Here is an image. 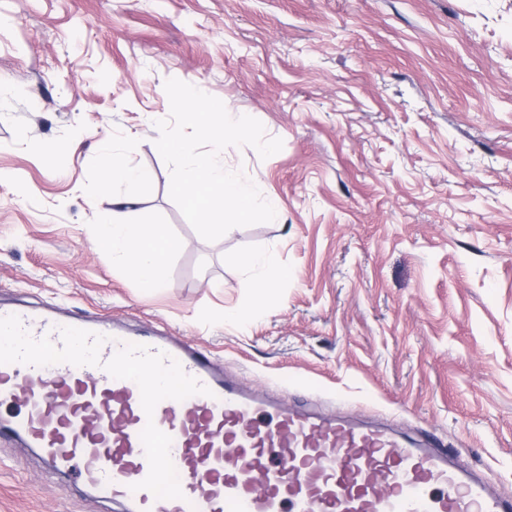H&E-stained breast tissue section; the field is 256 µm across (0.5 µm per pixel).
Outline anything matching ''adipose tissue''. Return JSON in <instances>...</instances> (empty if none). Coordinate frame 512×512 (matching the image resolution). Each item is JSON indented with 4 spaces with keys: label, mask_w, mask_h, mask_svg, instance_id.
<instances>
[{
    "label": "adipose tissue",
    "mask_w": 512,
    "mask_h": 512,
    "mask_svg": "<svg viewBox=\"0 0 512 512\" xmlns=\"http://www.w3.org/2000/svg\"><path fill=\"white\" fill-rule=\"evenodd\" d=\"M135 204V199L130 197L115 199L108 224L98 231L97 239L142 287L156 289L162 285L159 273L162 262L178 244L161 225L129 222Z\"/></svg>",
    "instance_id": "obj_1"
}]
</instances>
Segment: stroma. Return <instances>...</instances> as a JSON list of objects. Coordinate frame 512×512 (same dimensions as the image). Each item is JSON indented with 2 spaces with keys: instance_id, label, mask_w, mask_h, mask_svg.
Instances as JSON below:
<instances>
[{
  "instance_id": "obj_1",
  "label": "stroma",
  "mask_w": 512,
  "mask_h": 512,
  "mask_svg": "<svg viewBox=\"0 0 512 512\" xmlns=\"http://www.w3.org/2000/svg\"><path fill=\"white\" fill-rule=\"evenodd\" d=\"M171 78L282 140L220 154L274 221L209 242L184 218ZM111 150L151 179L104 189ZM123 195L180 242L161 288L96 238ZM0 302L169 331L284 404L435 432L512 494V0H0ZM0 512L125 510L0 440ZM240 265L245 270L254 271L255 288H258L263 293L269 288H273L270 273L275 265V261L272 257L261 258L254 254H246L240 258Z\"/></svg>"
}]
</instances>
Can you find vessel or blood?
<instances>
[{"label":"vessel or blood","instance_id":"vessel-or-blood-1","mask_svg":"<svg viewBox=\"0 0 512 512\" xmlns=\"http://www.w3.org/2000/svg\"><path fill=\"white\" fill-rule=\"evenodd\" d=\"M0 335V437L130 512H512L436 435L283 406L184 337L3 305Z\"/></svg>","mask_w":512,"mask_h":512}]
</instances>
